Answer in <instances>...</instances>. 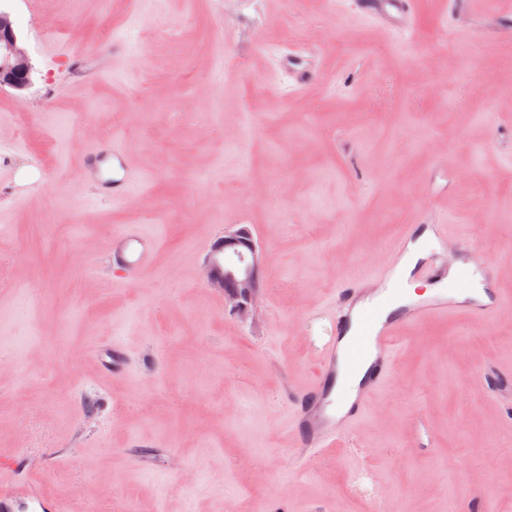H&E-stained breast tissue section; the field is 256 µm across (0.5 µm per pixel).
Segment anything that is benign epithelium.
Instances as JSON below:
<instances>
[{"mask_svg": "<svg viewBox=\"0 0 512 512\" xmlns=\"http://www.w3.org/2000/svg\"><path fill=\"white\" fill-rule=\"evenodd\" d=\"M4 2L0 0V89L22 91L31 83L32 65ZM261 264L262 254L246 227L225 233L204 264L207 285L224 293L225 311L242 322H255L261 314Z\"/></svg>", "mask_w": 512, "mask_h": 512, "instance_id": "benign-epithelium-1", "label": "benign epithelium"}]
</instances>
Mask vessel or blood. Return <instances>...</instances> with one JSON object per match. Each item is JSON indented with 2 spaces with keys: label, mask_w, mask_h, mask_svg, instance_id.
Returning <instances> with one entry per match:
<instances>
[{
  "label": "vessel or blood",
  "mask_w": 512,
  "mask_h": 512,
  "mask_svg": "<svg viewBox=\"0 0 512 512\" xmlns=\"http://www.w3.org/2000/svg\"><path fill=\"white\" fill-rule=\"evenodd\" d=\"M362 8L389 30L406 34L413 31L417 0H363ZM288 68L297 89L314 84L319 74L312 53L303 60L289 59ZM106 165L111 166L112 175L102 187L113 201H124L134 188L146 187L145 177L131 169L117 144L85 152L83 172H95ZM429 230L435 247L417 260L411 277L440 280L445 266L442 249L450 243L457 251L473 257V265L463 268L459 287L403 304L398 301L401 276L396 272H373L375 285L371 288L352 281L337 287L331 337L310 383L291 397L290 428L297 442L295 447L284 449L283 454L293 468L305 467L311 457L332 447L340 435L367 416L373 395L394 374L403 328L446 321L463 313L493 322L504 309L512 307V295L491 282L490 266L478 261L477 250L464 241L452 240L451 225L433 224ZM159 246L158 236L143 225L123 226L113 235L107 254L113 275L121 280L138 276L152 265ZM97 360L104 372L122 374L126 350L115 342L100 346ZM27 460L28 451L24 448L0 458V512H69L64 504L46 500L38 486L19 487L10 481V473Z\"/></svg>",
  "instance_id": "vessel-or-blood-1"
}]
</instances>
